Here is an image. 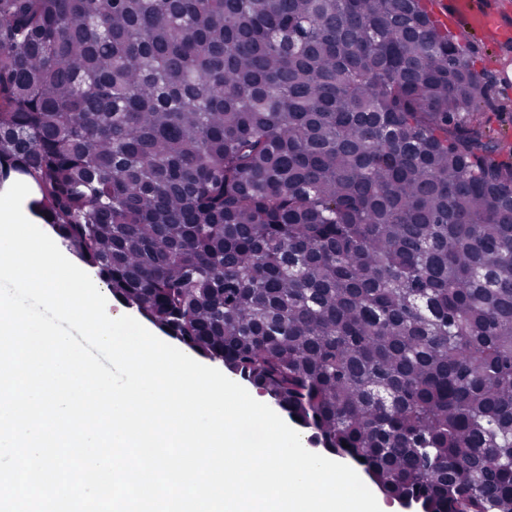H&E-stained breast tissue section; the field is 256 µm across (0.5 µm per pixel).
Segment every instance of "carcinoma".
<instances>
[{"label":"carcinoma","mask_w":512,"mask_h":512,"mask_svg":"<svg viewBox=\"0 0 512 512\" xmlns=\"http://www.w3.org/2000/svg\"><path fill=\"white\" fill-rule=\"evenodd\" d=\"M426 0H0V183L390 500L512 512V159Z\"/></svg>","instance_id":"1"}]
</instances>
